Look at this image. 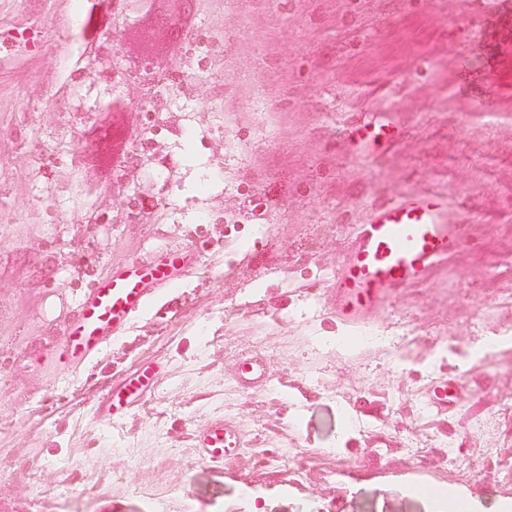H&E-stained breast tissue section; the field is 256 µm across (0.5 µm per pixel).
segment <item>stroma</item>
Wrapping results in <instances>:
<instances>
[{"mask_svg": "<svg viewBox=\"0 0 512 512\" xmlns=\"http://www.w3.org/2000/svg\"><path fill=\"white\" fill-rule=\"evenodd\" d=\"M176 5L169 50L148 18L115 28L120 0H0V32L44 40L0 52V512H435L421 483L511 505L512 0ZM107 41L126 69L154 55L157 97L88 69ZM413 192L446 194L465 244L395 293L375 327L394 349L339 344L336 269ZM173 253L165 300L91 364L59 359L101 276ZM248 353L262 388L235 379ZM217 417L245 445L211 464L195 434ZM269 363L261 356L242 357L236 368V380L244 388L263 384L268 377ZM151 381V376L146 371H143L126 378L119 388L115 389L112 387L108 392L110 410L115 409L118 412L126 406L132 405L139 398L143 390L151 384Z\"/></svg>", "mask_w": 512, "mask_h": 512, "instance_id": "1", "label": "stroma"}]
</instances>
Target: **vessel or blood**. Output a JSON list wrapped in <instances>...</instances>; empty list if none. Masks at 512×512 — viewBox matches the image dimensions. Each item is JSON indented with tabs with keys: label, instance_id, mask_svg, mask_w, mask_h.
Listing matches in <instances>:
<instances>
[{
	"label": "vessel or blood",
	"instance_id": "b4317fda",
	"mask_svg": "<svg viewBox=\"0 0 512 512\" xmlns=\"http://www.w3.org/2000/svg\"><path fill=\"white\" fill-rule=\"evenodd\" d=\"M464 244L457 225L448 221V200L440 193L405 198L371 213L359 226L353 246L336 271L333 310L345 325L365 329L385 314L397 290L426 283ZM185 262L175 255L155 263L135 262L99 280L79 302L80 316L71 326L61 352L76 365L93 361L112 339L123 333L173 286L172 272ZM269 363L261 356L240 358L236 380L245 388L263 384ZM152 378L141 372L109 392V406L123 410L139 398ZM203 458L216 463L240 454L243 434L233 422L218 418L196 435ZM420 496L439 502L440 512H462L443 487L418 486Z\"/></svg>",
	"mask_w": 512,
	"mask_h": 512
}]
</instances>
